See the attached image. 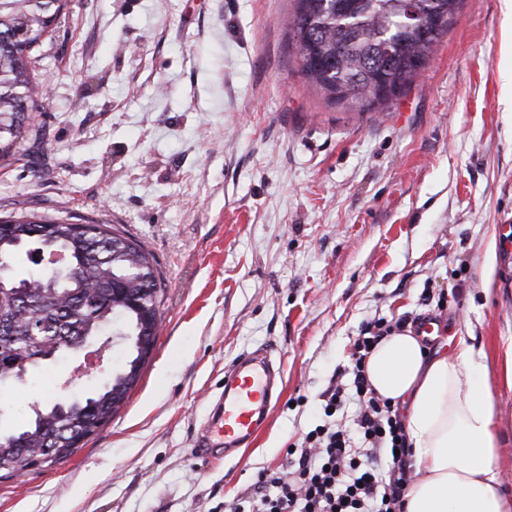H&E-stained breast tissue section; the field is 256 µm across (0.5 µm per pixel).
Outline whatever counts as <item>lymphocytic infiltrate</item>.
<instances>
[{
	"label": "lymphocytic infiltrate",
	"instance_id": "f902f5d3",
	"mask_svg": "<svg viewBox=\"0 0 512 512\" xmlns=\"http://www.w3.org/2000/svg\"><path fill=\"white\" fill-rule=\"evenodd\" d=\"M404 321L367 324L352 354L353 428L334 422L342 387L326 395L325 424L290 444L286 464L258 472L252 489L238 496L232 512H405L414 480L403 419L391 399L371 387L365 360L385 336L403 329Z\"/></svg>",
	"mask_w": 512,
	"mask_h": 512
}]
</instances>
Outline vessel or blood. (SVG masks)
Listing matches in <instances>:
<instances>
[{
    "instance_id": "obj_1",
    "label": "vessel or blood",
    "mask_w": 512,
    "mask_h": 512,
    "mask_svg": "<svg viewBox=\"0 0 512 512\" xmlns=\"http://www.w3.org/2000/svg\"><path fill=\"white\" fill-rule=\"evenodd\" d=\"M281 372L261 350L237 357L224 372V389L197 447L237 451L252 443L268 420L269 407L279 398Z\"/></svg>"
}]
</instances>
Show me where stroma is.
Listing matches in <instances>:
<instances>
[{"label": "stroma", "instance_id": "stroma-1", "mask_svg": "<svg viewBox=\"0 0 512 512\" xmlns=\"http://www.w3.org/2000/svg\"><path fill=\"white\" fill-rule=\"evenodd\" d=\"M292 0H70L39 46L38 141L0 166V215L119 227L166 287L127 403L58 463L0 478V512H224L324 420L368 323L433 319L429 349L484 354L496 470L512 495V0H464L435 58L359 114L306 85ZM269 349L283 392L231 459L195 438L224 369ZM75 359L0 402L86 394Z\"/></svg>", "mask_w": 512, "mask_h": 512}]
</instances>
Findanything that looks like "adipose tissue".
<instances>
[{
	"label": "adipose tissue",
	"mask_w": 512,
	"mask_h": 512,
	"mask_svg": "<svg viewBox=\"0 0 512 512\" xmlns=\"http://www.w3.org/2000/svg\"><path fill=\"white\" fill-rule=\"evenodd\" d=\"M366 373L404 416L416 473L406 512H512L497 479L493 402L465 341L432 355L421 337L397 332L373 348Z\"/></svg>",
	"instance_id": "adipose-tissue-1"
}]
</instances>
